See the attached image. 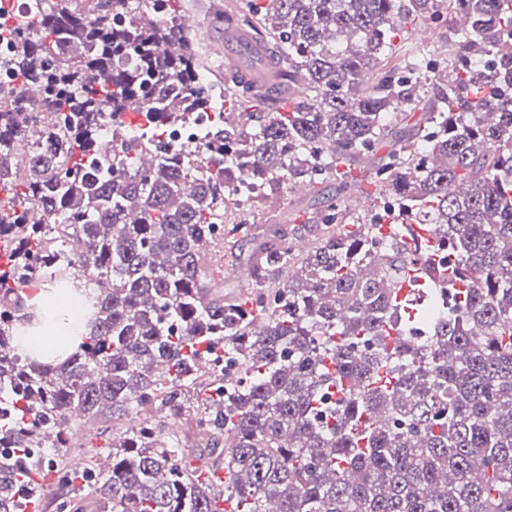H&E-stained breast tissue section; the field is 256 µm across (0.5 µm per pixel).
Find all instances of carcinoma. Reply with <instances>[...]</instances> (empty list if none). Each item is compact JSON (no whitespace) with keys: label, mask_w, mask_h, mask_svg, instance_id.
<instances>
[{"label":"carcinoma","mask_w":512,"mask_h":512,"mask_svg":"<svg viewBox=\"0 0 512 512\" xmlns=\"http://www.w3.org/2000/svg\"><path fill=\"white\" fill-rule=\"evenodd\" d=\"M181 8L29 0L0 54V162L28 113L50 116L24 173L0 170V512H25L30 449L67 447L57 429L78 420L112 437V465L79 486L57 454L56 512H221L209 468L238 512H512V0H226L215 18L267 47L274 90L211 72ZM418 25L446 36L412 44ZM221 83L236 119L191 146L105 140L106 110L181 128ZM383 144L367 221L344 192ZM270 180L315 188L314 241L224 223ZM219 236L254 244L245 298L207 271L200 243ZM75 277L74 346L21 349L41 325L26 290ZM445 284L451 316L435 318L416 292ZM166 410L201 429L200 466L154 422Z\"/></svg>","instance_id":"carcinoma-1"}]
</instances>
